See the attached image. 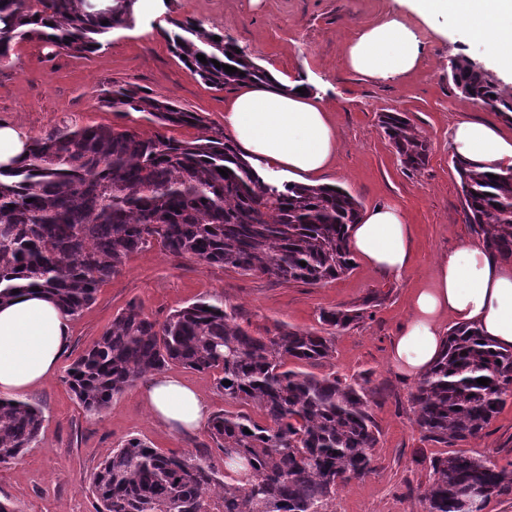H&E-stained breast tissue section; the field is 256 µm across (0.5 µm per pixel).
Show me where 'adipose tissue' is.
I'll return each instance as SVG.
<instances>
[{
    "label": "adipose tissue",
    "mask_w": 512,
    "mask_h": 512,
    "mask_svg": "<svg viewBox=\"0 0 512 512\" xmlns=\"http://www.w3.org/2000/svg\"><path fill=\"white\" fill-rule=\"evenodd\" d=\"M404 2L427 24L453 16L499 67L512 72V0ZM422 53L418 29L394 12L351 39L344 60L363 76L390 80L413 72ZM305 85L280 77L270 86H243L224 103V129L238 149L268 166L270 174L300 183L330 173L338 153L330 114ZM448 150L482 171L512 168V138L492 121H458L449 131ZM349 247L367 266L397 279L412 262L411 227L399 207L368 208L349 228ZM411 311L390 347L392 365L406 377H420L437 361L446 321L475 326L498 347L510 349L512 265L481 244L462 243L439 259L431 282L412 295ZM68 336V316L43 291H22L0 304V395H24L50 377ZM141 396L155 420L173 429L192 432L206 421L205 401L178 377H156Z\"/></svg>",
    "instance_id": "1"
}]
</instances>
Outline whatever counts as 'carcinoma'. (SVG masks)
<instances>
[{
  "instance_id": "carcinoma-1",
  "label": "carcinoma",
  "mask_w": 512,
  "mask_h": 512,
  "mask_svg": "<svg viewBox=\"0 0 512 512\" xmlns=\"http://www.w3.org/2000/svg\"><path fill=\"white\" fill-rule=\"evenodd\" d=\"M133 3L0 0V60L13 63L14 45L32 39L77 56L95 53L113 31L133 26ZM166 22L163 35L172 53L208 87L272 82L233 39L216 41L199 22ZM214 59L237 72L215 67ZM448 79L463 99L512 113V95L479 65L452 59ZM104 103L124 115L139 113L160 131L143 137L64 124L30 139L21 160L0 165V304L15 289L40 287L75 317L129 255L154 245L283 283L318 285L353 270L348 228L361 204L348 191L263 180L224 128L136 84L113 86ZM379 122L404 169H424L429 143L407 113L383 112ZM176 127L199 134L181 140L161 133ZM452 163L466 220L495 257L512 262V170L493 179L463 160ZM239 318L235 307L218 299L189 304L162 322L131 303L66 368L65 383L94 415L143 373L171 365L213 374L224 401L253 404L263 415L260 422L226 409L208 418L207 436L224 453L222 476L203 458L127 439L90 477L96 512H208L205 494L219 483L224 512H326L338 486L372 471L379 429L371 405L380 388L368 376L348 382L296 368L328 358L332 336L287 325L254 336ZM361 318L358 309L320 315L322 324L341 329ZM478 378L489 379L488 385ZM508 397L512 350L496 347L473 326H454L412 394L415 425L426 441L464 442L490 424ZM43 423L39 408L1 397L0 465L34 447ZM429 466L424 512H459L460 489L471 482L487 484L493 497L512 494V470L489 457L447 451L432 456Z\"/></svg>"
}]
</instances>
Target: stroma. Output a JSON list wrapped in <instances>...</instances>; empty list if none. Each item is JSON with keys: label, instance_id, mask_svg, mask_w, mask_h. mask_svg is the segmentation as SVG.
Here are the masks:
<instances>
[{"label": "stroma", "instance_id": "35a3bbf8", "mask_svg": "<svg viewBox=\"0 0 512 512\" xmlns=\"http://www.w3.org/2000/svg\"><path fill=\"white\" fill-rule=\"evenodd\" d=\"M398 0H160L157 10L137 15L132 28L114 31L98 52L80 57L37 40L17 43L15 64L0 69V122L31 137L68 122L120 125L142 135L153 127L138 115L121 117L103 106L113 85L137 84L168 98L215 125L224 123L227 91L204 85L174 57L159 22L170 16L202 22L207 31L236 40L258 64L289 79H307L330 113L339 150L329 183L347 189L362 208L396 205L413 224L416 254L400 279L385 278L363 263L350 274L320 284H285L262 274L244 275L220 266L176 257L160 246L131 254L121 272L102 283L96 299L70 321V344L54 377L26 394L45 417L36 447L0 466V500L21 512H94L88 478L124 440L137 436L168 453L208 450L216 468L223 455L207 448L205 431L184 433L150 416L131 387L112 399L103 414L83 410L64 382L65 370L130 302L164 320L169 312L199 299L236 306L252 334L276 325L320 329L322 311L365 307L363 319L336 331L332 357L312 371L354 379L370 376L382 390L371 412L379 428L372 472L338 487L329 512H422L429 485V459L443 445L423 441L411 405L415 380L403 379L389 361L397 327L409 314L415 288L431 277L438 257L464 241H478L461 204L459 178L448 151V132L458 120L489 116L488 108L464 100L448 79V61L481 65L502 87L512 73L500 68L482 44L465 40L449 24L447 35L421 28L423 60L411 75L389 81L349 70L343 47L363 27L399 10ZM404 112L430 143L426 167L406 171L380 126L383 112ZM468 454L512 465V398L479 435L462 443Z\"/></svg>", "mask_w": 512, "mask_h": 512}]
</instances>
